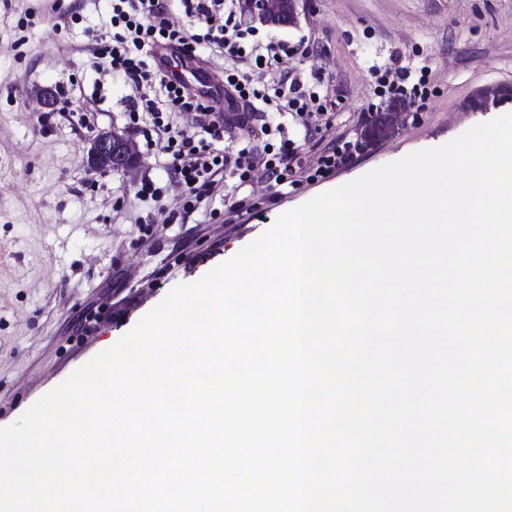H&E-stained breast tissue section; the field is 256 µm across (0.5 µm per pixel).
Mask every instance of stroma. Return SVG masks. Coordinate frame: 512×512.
<instances>
[{
	"label": "stroma",
	"mask_w": 512,
	"mask_h": 512,
	"mask_svg": "<svg viewBox=\"0 0 512 512\" xmlns=\"http://www.w3.org/2000/svg\"><path fill=\"white\" fill-rule=\"evenodd\" d=\"M73 16L64 28L60 14ZM110 0H0V426L15 422L75 368L112 346L175 285L198 280L269 230L284 212L407 154L442 145L512 111V0H304L297 27H259L299 45L327 87L303 149L315 163L329 144L352 142L351 164L287 199L264 202L239 226L223 218L163 223L180 194L167 183L151 135L131 130L134 172L88 165L99 130L125 128L122 82L104 77L87 47L110 36ZM426 64L427 95L403 107L391 137L365 133L390 104L371 65ZM53 89V110L37 93ZM160 203L135 198L143 177ZM102 314L85 336L74 326Z\"/></svg>",
	"instance_id": "35a3bbf8"
}]
</instances>
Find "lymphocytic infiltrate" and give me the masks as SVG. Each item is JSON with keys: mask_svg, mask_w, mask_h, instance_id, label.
Returning a JSON list of instances; mask_svg holds the SVG:
<instances>
[{"mask_svg": "<svg viewBox=\"0 0 512 512\" xmlns=\"http://www.w3.org/2000/svg\"><path fill=\"white\" fill-rule=\"evenodd\" d=\"M111 0L112 41L94 48L108 60L113 76L123 80L125 114L131 125L150 126L170 162L166 173L183 188L164 220H186L199 209L209 218L233 223L245 209L238 201L225 211L215 209L226 169H234V190L246 194L255 175H262L268 198H287L290 189L314 182L345 166L350 145L325 148L316 167L301 164L300 150L313 130L307 119L324 111L321 87L308 86L303 71L287 67L295 51L287 42L257 38L240 28L235 0ZM170 49L190 62L199 53L230 61L224 72V109L154 61L156 49ZM193 113L191 128L175 121Z\"/></svg>", "mask_w": 512, "mask_h": 512, "instance_id": "1", "label": "lymphocytic infiltrate"}]
</instances>
